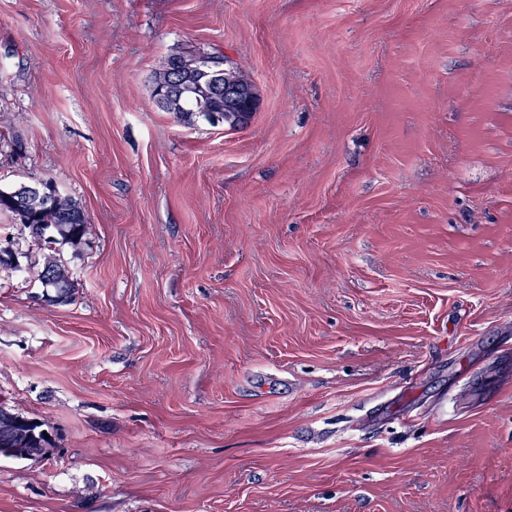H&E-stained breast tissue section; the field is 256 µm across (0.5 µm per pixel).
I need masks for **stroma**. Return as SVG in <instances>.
<instances>
[{
	"mask_svg": "<svg viewBox=\"0 0 512 512\" xmlns=\"http://www.w3.org/2000/svg\"><path fill=\"white\" fill-rule=\"evenodd\" d=\"M226 55L258 109L153 79ZM0 512H512V0H0ZM179 55L181 54H174L170 56L163 71L158 73L154 78L153 97L157 106L163 112L173 115L176 121L184 124H192L195 122L196 118L200 117H203L205 120L210 122L209 114L210 112H213L211 116L213 125H227L230 129H236L247 125L258 108L259 98L254 86L246 79H244L245 82L239 86L240 96L243 101L251 100L255 103L256 108H253L252 112H224L223 110L211 109L206 104H204V112H202V107L197 97L188 96L184 93L177 95L174 91L166 90L165 87L160 86L161 81H159L158 78L172 66L173 61ZM203 63V58L199 60L192 57L178 58L174 67L167 71L166 80L173 78L170 74L171 71H175L177 76L180 77V74L183 71L193 69L198 70L202 67ZM220 112L224 113V115ZM0 188V215H6L18 224H23L34 241L49 240L77 246L89 231L88 217L83 205L70 196L57 197V187L47 182L23 184L22 203L30 209L38 208L50 198H56L50 206L38 210L21 207L18 186ZM40 215V218H36ZM47 272L50 273L52 277L49 280H44ZM39 279L43 286L50 287L45 283V281H48L55 287L53 288L55 294L50 297V302L65 303L71 299L74 286L70 271L65 263L57 257L55 252L44 254ZM43 424L0 406V457L20 460L47 457L52 448Z\"/></svg>",
	"mask_w": 512,
	"mask_h": 512,
	"instance_id": "obj_1",
	"label": "stroma"
}]
</instances>
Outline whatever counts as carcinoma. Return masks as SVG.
Masks as SVG:
<instances>
[{
  "mask_svg": "<svg viewBox=\"0 0 512 512\" xmlns=\"http://www.w3.org/2000/svg\"><path fill=\"white\" fill-rule=\"evenodd\" d=\"M153 97L157 106L184 124H192L197 118L209 119V113L202 111L196 97L178 95L165 89L159 80L153 82ZM20 193L18 185L0 188V215H6L18 224L24 225L35 241L49 240L76 246L89 231L88 217L83 205L70 196H59L54 203L38 210H30L17 202ZM51 274L49 282L54 285L53 303H65L74 291L70 271L65 263L51 252L44 255L39 279ZM51 452V443L45 438L43 424L14 413L0 406V457L20 460L45 458Z\"/></svg>",
  "mask_w": 512,
  "mask_h": 512,
  "instance_id": "1",
  "label": "carcinoma"
}]
</instances>
